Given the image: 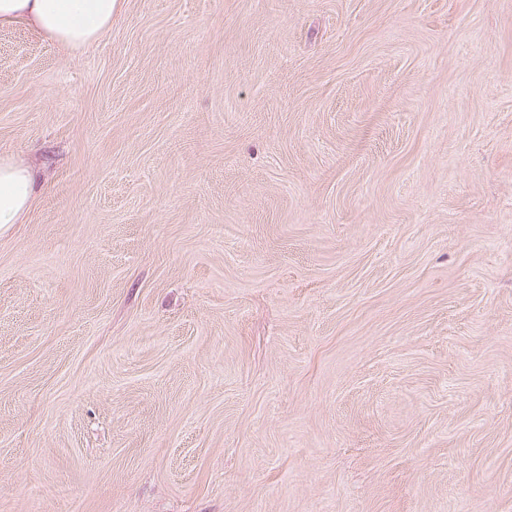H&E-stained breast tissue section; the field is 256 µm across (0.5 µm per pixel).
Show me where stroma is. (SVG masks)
Here are the masks:
<instances>
[{"mask_svg": "<svg viewBox=\"0 0 512 512\" xmlns=\"http://www.w3.org/2000/svg\"><path fill=\"white\" fill-rule=\"evenodd\" d=\"M0 512H512V0L0 24ZM37 192L34 171L27 165L0 160V233L28 212Z\"/></svg>", "mask_w": 512, "mask_h": 512, "instance_id": "35a3bbf8", "label": "stroma"}]
</instances>
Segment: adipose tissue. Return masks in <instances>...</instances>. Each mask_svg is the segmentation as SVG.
Masks as SVG:
<instances>
[{"instance_id": "adipose-tissue-1", "label": "adipose tissue", "mask_w": 512, "mask_h": 512, "mask_svg": "<svg viewBox=\"0 0 512 512\" xmlns=\"http://www.w3.org/2000/svg\"><path fill=\"white\" fill-rule=\"evenodd\" d=\"M119 8L120 0H0V23L25 21L53 42L77 50L102 39ZM36 192L29 166L0 160V232L21 220Z\"/></svg>"}]
</instances>
